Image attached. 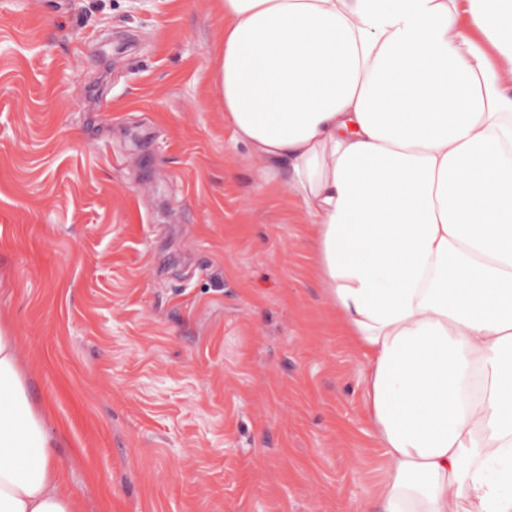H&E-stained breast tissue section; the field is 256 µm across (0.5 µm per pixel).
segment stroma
<instances>
[{
    "label": "stroma",
    "instance_id": "1",
    "mask_svg": "<svg viewBox=\"0 0 512 512\" xmlns=\"http://www.w3.org/2000/svg\"><path fill=\"white\" fill-rule=\"evenodd\" d=\"M219 0H0V328L79 512H347L389 471Z\"/></svg>",
    "mask_w": 512,
    "mask_h": 512
}]
</instances>
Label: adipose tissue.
Returning <instances> with one entry per match:
<instances>
[{"mask_svg": "<svg viewBox=\"0 0 512 512\" xmlns=\"http://www.w3.org/2000/svg\"><path fill=\"white\" fill-rule=\"evenodd\" d=\"M216 90L368 358L377 512H512V0H220ZM0 329V512H76Z\"/></svg>", "mask_w": 512, "mask_h": 512, "instance_id": "obj_1", "label": "adipose tissue"}]
</instances>
